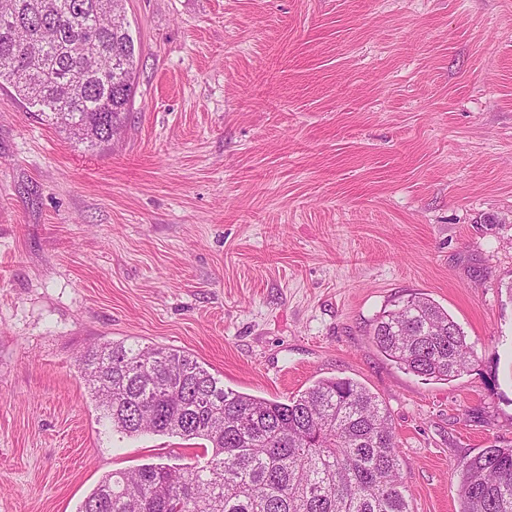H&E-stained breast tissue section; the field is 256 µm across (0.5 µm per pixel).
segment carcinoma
<instances>
[{
  "instance_id": "obj_1",
  "label": "carcinoma",
  "mask_w": 512,
  "mask_h": 512,
  "mask_svg": "<svg viewBox=\"0 0 512 512\" xmlns=\"http://www.w3.org/2000/svg\"><path fill=\"white\" fill-rule=\"evenodd\" d=\"M125 0H0V86L74 146L119 133L135 94ZM373 344L426 379L466 372L474 344L448 311L412 294L373 320ZM112 430L203 440L200 460L104 475L78 512H411L388 410L350 378L282 402L224 388L194 357L101 343L80 356ZM460 512H512V446L457 464Z\"/></svg>"
}]
</instances>
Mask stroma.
Here are the masks:
<instances>
[{"label": "stroma", "instance_id": "35a3bbf8", "mask_svg": "<svg viewBox=\"0 0 512 512\" xmlns=\"http://www.w3.org/2000/svg\"><path fill=\"white\" fill-rule=\"evenodd\" d=\"M136 93L73 147L0 88V512H77L112 471L194 462L100 417L79 355L139 342L287 400L380 396L412 512L512 445V0H126ZM422 293L474 344L452 380L372 344Z\"/></svg>", "mask_w": 512, "mask_h": 512}]
</instances>
